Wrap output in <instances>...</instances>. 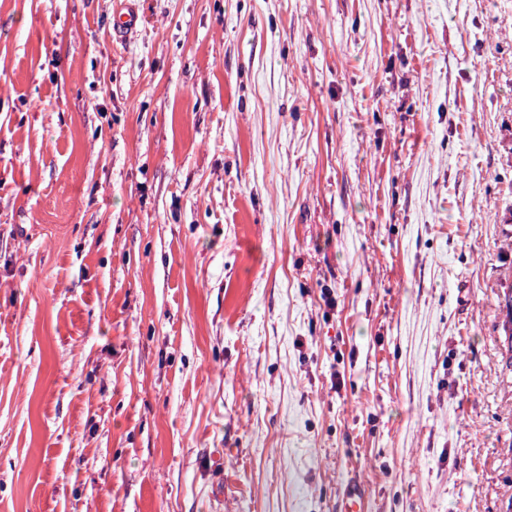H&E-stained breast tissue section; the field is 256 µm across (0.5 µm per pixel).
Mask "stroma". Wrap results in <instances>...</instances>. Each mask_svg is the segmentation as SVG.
I'll list each match as a JSON object with an SVG mask.
<instances>
[{"label":"stroma","instance_id":"35a3bbf8","mask_svg":"<svg viewBox=\"0 0 512 512\" xmlns=\"http://www.w3.org/2000/svg\"><path fill=\"white\" fill-rule=\"evenodd\" d=\"M0 0V512H512V0ZM141 22L142 16L134 0H123L113 15L112 33L116 36H123L135 31Z\"/></svg>","mask_w":512,"mask_h":512}]
</instances>
